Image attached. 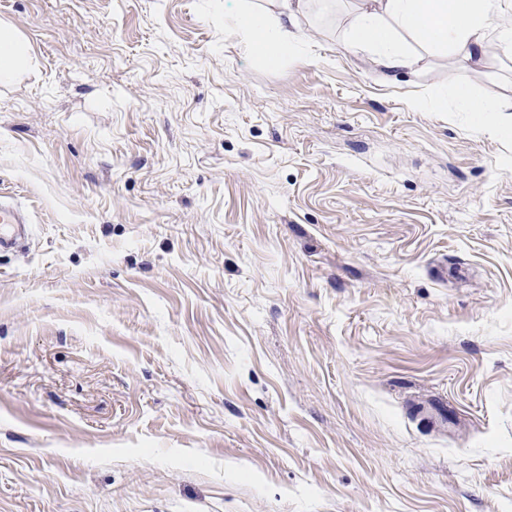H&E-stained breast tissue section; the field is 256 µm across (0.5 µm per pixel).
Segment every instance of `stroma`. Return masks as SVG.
Segmentation results:
<instances>
[{
    "label": "stroma",
    "mask_w": 512,
    "mask_h": 512,
    "mask_svg": "<svg viewBox=\"0 0 512 512\" xmlns=\"http://www.w3.org/2000/svg\"><path fill=\"white\" fill-rule=\"evenodd\" d=\"M245 1L0 0V512H512V54ZM267 7L255 9L243 4L234 17V23L246 37V48L269 63L276 56L269 50L275 44L279 51L288 53L298 40L300 19L305 15L309 0H268ZM28 67L27 45L11 25L0 21V81L12 82ZM461 105L465 112H475L482 116L485 112H499L498 115L505 116L502 112H512V97L504 96L493 101H477L460 92ZM24 220L23 210L17 203L5 200L0 193V252L26 246L30 226Z\"/></svg>",
    "instance_id": "35a3bbf8"
}]
</instances>
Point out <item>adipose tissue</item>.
<instances>
[{
	"label": "adipose tissue",
	"instance_id": "ef3b65f1",
	"mask_svg": "<svg viewBox=\"0 0 512 512\" xmlns=\"http://www.w3.org/2000/svg\"><path fill=\"white\" fill-rule=\"evenodd\" d=\"M309 0H268L256 9L242 5L234 23L247 49L269 57L271 48L289 52ZM512 49V0H360L347 48L367 54L383 77L414 70L418 50H451L482 60L490 39ZM28 67L27 45L11 25L0 21V81L17 79Z\"/></svg>",
	"mask_w": 512,
	"mask_h": 512
}]
</instances>
